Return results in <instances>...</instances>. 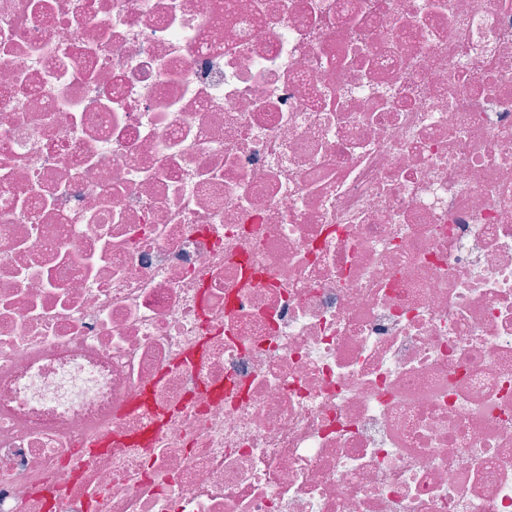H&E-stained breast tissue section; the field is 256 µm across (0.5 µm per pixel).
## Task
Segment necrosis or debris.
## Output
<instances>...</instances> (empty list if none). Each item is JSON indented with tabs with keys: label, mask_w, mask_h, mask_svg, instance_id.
Returning <instances> with one entry per match:
<instances>
[{
	"label": "necrosis or debris",
	"mask_w": 512,
	"mask_h": 512,
	"mask_svg": "<svg viewBox=\"0 0 512 512\" xmlns=\"http://www.w3.org/2000/svg\"><path fill=\"white\" fill-rule=\"evenodd\" d=\"M0 512H512V0H0Z\"/></svg>",
	"instance_id": "obj_1"
}]
</instances>
